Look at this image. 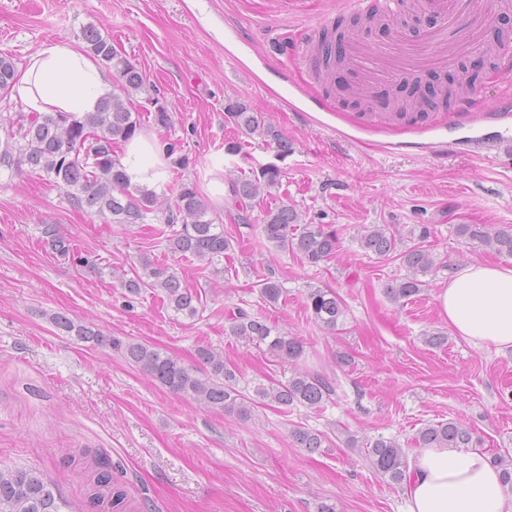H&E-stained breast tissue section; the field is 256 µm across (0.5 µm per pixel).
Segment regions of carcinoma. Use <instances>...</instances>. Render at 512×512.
Segmentation results:
<instances>
[{"label": "carcinoma", "instance_id": "obj_1", "mask_svg": "<svg viewBox=\"0 0 512 512\" xmlns=\"http://www.w3.org/2000/svg\"><path fill=\"white\" fill-rule=\"evenodd\" d=\"M384 22L386 17L372 16L364 22L338 23L320 38L317 47L318 63L324 78H329L345 64L344 43L358 39L357 30L371 22ZM87 51L112 69L115 78L112 94L104 97L96 112L76 116L66 112L18 113L15 116L0 113V128L6 132V142L0 150V165L21 169L26 167L43 174L66 189L71 207L90 212L112 224H146L161 221L160 231L167 249L180 257H192L212 265L231 250L232 242L224 237V225L216 223L213 210L200 194L196 183L187 181L178 185L172 199L167 200L153 191L131 184L115 152L121 143L142 130L139 115L128 106L132 93L144 89L140 71L124 56L112 39L97 29L82 31ZM16 83V67L9 56H0V97L11 94ZM453 95L448 85L422 86L414 83L405 97L387 99L385 106L400 114L416 109L422 115L436 110ZM229 117L252 138L257 136L277 144L281 150L288 143L256 112L243 104L229 108ZM281 184V170L275 166L261 169L251 177L231 183L234 197L241 203L250 202ZM42 233L52 250L60 255L70 253L67 238L47 224ZM262 233L266 241L278 250L291 251L311 266H318L334 257L338 251L337 230L325 224H304L301 215L284 203L263 212ZM458 236L478 242L494 252L512 257V228L494 231L485 224H458ZM428 235L423 226L419 233H410V242L397 239L387 224L364 227L359 245L366 253L379 258L398 254L406 273L392 281L386 289L388 298L399 303L418 295L425 286L422 277L441 268L432 251L424 245ZM144 275L120 277V286L129 294L137 295L144 288L159 289L168 306L176 314L194 316L198 313V294L181 285L175 272L165 266L144 265ZM261 296L269 301L279 300L282 288L265 277L259 284ZM307 308L314 322L334 332L344 314L336 292L311 287L307 292ZM55 324L77 339L98 346L109 347L120 353L131 365L159 383L173 394L188 396L211 409L235 413L246 419L251 415L255 399L275 402L283 406L301 405L316 409L336 395L335 380L321 374L295 372L287 381H272L254 388L256 398L244 395L237 388L236 372L224 364V356L217 349L202 345L196 349V366L187 367L166 352L137 341H123L104 336L92 328L67 317L58 316ZM230 335L250 343L264 344L267 350L288 362L298 360L304 353L302 342L277 330L240 308L231 318ZM296 444L316 451L322 447L325 436L317 430L298 427L292 431ZM416 442L425 448H476L471 429L457 421L426 425L418 432ZM369 455L374 469L392 482L406 478L407 455L394 439L383 436L370 444ZM491 463L497 466L504 483L512 487V455H495ZM91 500L106 512L123 508L124 493L112 482V472L106 464L99 467L94 477ZM0 512H60L53 484L43 474L24 469H0Z\"/></svg>", "mask_w": 512, "mask_h": 512}]
</instances>
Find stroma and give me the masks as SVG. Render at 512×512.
I'll use <instances>...</instances> for the list:
<instances>
[{
  "label": "stroma",
  "instance_id": "stroma-1",
  "mask_svg": "<svg viewBox=\"0 0 512 512\" xmlns=\"http://www.w3.org/2000/svg\"><path fill=\"white\" fill-rule=\"evenodd\" d=\"M347 0H0V56L24 67L46 43L85 50L83 28L111 37L139 68L144 91L172 115L168 128L145 118L143 134L175 143L184 167L162 193L197 181L231 237L222 273L172 255L151 224L125 228L72 209L44 176L0 167V467L43 473L62 512H93L97 460L126 493L124 512H405L403 485L382 477L365 449L379 437L415 453L425 425L456 420L487 454L512 452V348L477 347L438 314L436 296L450 267L503 257L455 233L459 224L512 226V151L478 152L480 135L512 137V112L487 117L439 110L420 121L377 116L389 88L372 86L370 113L328 97L289 48L297 32L320 35ZM241 103L261 113L287 152L254 137L237 153L228 117ZM283 173L252 221L239 223L232 195L215 202L214 182L268 166ZM286 199L306 221L340 237L335 258L318 267L275 249L261 233L265 207ZM56 225L74 252L55 253L42 233ZM400 234L427 225L426 246L443 269L401 304L386 295L403 275L399 260L365 253L362 227ZM163 264L196 290L197 316L174 315L162 292L129 295L115 271ZM279 282L278 301L258 282ZM336 291L345 307L338 331L313 323L308 286ZM302 340L294 363L229 334L237 309ZM64 315L123 340L166 351L184 365L198 346L223 350L240 372V390L288 379L292 370L336 379L333 400L314 411L273 402L250 417L210 409L169 392L117 352L69 335ZM443 332L434 348L425 334ZM349 356L342 364L341 356ZM321 431L318 451L296 445V427ZM360 445L348 447L349 436Z\"/></svg>",
  "mask_w": 512,
  "mask_h": 512
}]
</instances>
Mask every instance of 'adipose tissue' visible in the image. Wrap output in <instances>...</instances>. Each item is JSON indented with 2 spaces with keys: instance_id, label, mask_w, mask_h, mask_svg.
Instances as JSON below:
<instances>
[{
  "instance_id": "obj_1",
  "label": "adipose tissue",
  "mask_w": 512,
  "mask_h": 512,
  "mask_svg": "<svg viewBox=\"0 0 512 512\" xmlns=\"http://www.w3.org/2000/svg\"><path fill=\"white\" fill-rule=\"evenodd\" d=\"M108 90L105 72L67 42L42 45L14 91L30 111H97ZM166 151L156 137L138 135L121 162L134 184L160 188ZM436 300L442 319L473 345L512 348V264H471L454 271ZM406 512H512L500 472L478 448H424L410 460Z\"/></svg>"
}]
</instances>
